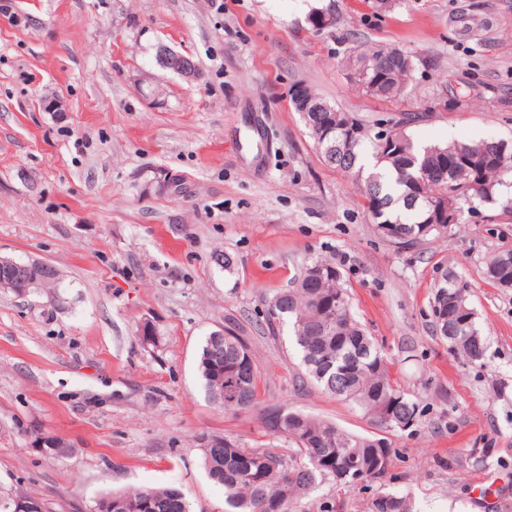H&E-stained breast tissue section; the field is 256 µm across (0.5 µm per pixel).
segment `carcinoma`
<instances>
[{"instance_id":"carcinoma-1","label":"carcinoma","mask_w":512,"mask_h":512,"mask_svg":"<svg viewBox=\"0 0 512 512\" xmlns=\"http://www.w3.org/2000/svg\"><path fill=\"white\" fill-rule=\"evenodd\" d=\"M343 64L364 91L375 98L400 96L411 77L413 57L395 47H378L350 54ZM302 90L322 106L302 116L322 162L363 182L368 208L382 235L392 231L404 237L403 248L419 245L447 231L429 222L431 202L448 206L463 223L464 214L477 213L475 202L501 200L502 214L512 216V196L501 198L504 177L512 163L500 167L496 159L504 142L450 143L419 146L397 130L376 133L371 165L363 163L365 135L332 149L322 142L320 129L336 125L344 113L308 86ZM475 160L476 170L454 174L459 158ZM268 301L264 320L269 329L291 327L308 376L325 392L353 404L362 413L392 430L408 420L417 424L421 410L413 396L391 375L392 362L355 320L338 268L316 260ZM432 310L435 331L451 351L468 362H482L485 338L479 328L467 286L447 274L435 292ZM213 336L201 348L198 370L209 400L226 410L247 412L258 405L259 377L250 338L233 319L224 323V351L214 352ZM269 434L293 444L281 448H246L224 437L222 448L202 449V462L211 481L224 488V512H297L302 496L330 479L336 487L352 490L369 475H382L390 449L376 447V439L349 433L336 424L299 411H285ZM248 458L252 472L240 471ZM120 499L127 512H191L181 491L145 487L114 492L99 498L93 512H106V500ZM17 499L34 500L32 493L0 486V512H14ZM373 512H416L411 496L398 490L377 493Z\"/></svg>"}]
</instances>
